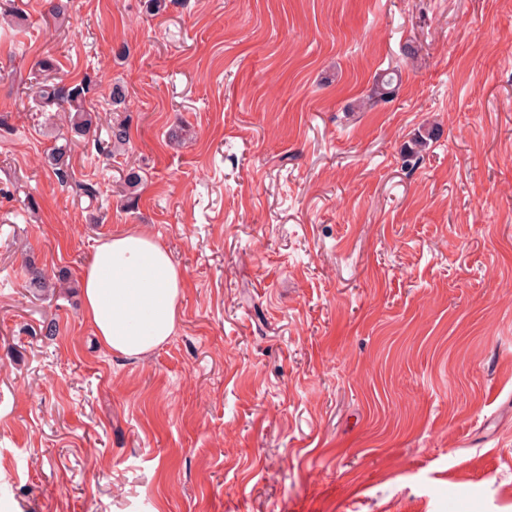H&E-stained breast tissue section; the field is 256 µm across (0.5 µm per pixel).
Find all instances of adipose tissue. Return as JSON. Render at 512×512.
Listing matches in <instances>:
<instances>
[{
  "label": "adipose tissue",
  "mask_w": 512,
  "mask_h": 512,
  "mask_svg": "<svg viewBox=\"0 0 512 512\" xmlns=\"http://www.w3.org/2000/svg\"><path fill=\"white\" fill-rule=\"evenodd\" d=\"M184 286L181 269L152 234L112 235L98 242L82 272V315L103 348L140 358L173 336Z\"/></svg>",
  "instance_id": "adipose-tissue-1"
}]
</instances>
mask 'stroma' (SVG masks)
Masks as SVG:
<instances>
[{
    "instance_id": "1",
    "label": "stroma",
    "mask_w": 512,
    "mask_h": 512,
    "mask_svg": "<svg viewBox=\"0 0 512 512\" xmlns=\"http://www.w3.org/2000/svg\"><path fill=\"white\" fill-rule=\"evenodd\" d=\"M66 3L0 0L8 512H512V0ZM52 79L86 82L89 137ZM133 229L185 275L135 359L80 313ZM40 97L46 106L55 105L63 112H70V130L75 136H88L94 125V116L85 106V89L73 86L44 85ZM73 112V115H72Z\"/></svg>"
}]
</instances>
